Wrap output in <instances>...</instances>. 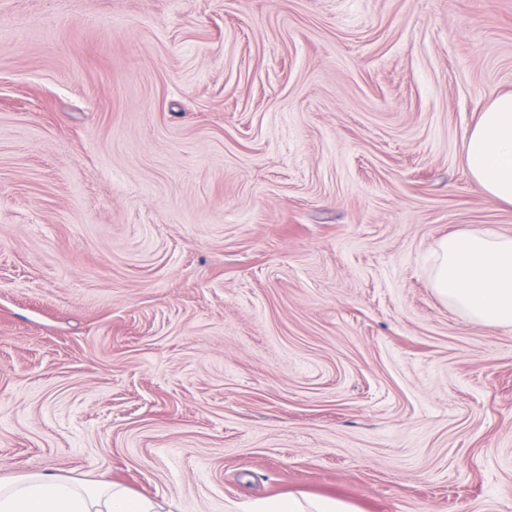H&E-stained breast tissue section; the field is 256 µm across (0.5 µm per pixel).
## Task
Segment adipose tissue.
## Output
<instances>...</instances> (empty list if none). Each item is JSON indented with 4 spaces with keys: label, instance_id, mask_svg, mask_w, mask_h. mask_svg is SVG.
Instances as JSON below:
<instances>
[{
    "label": "adipose tissue",
    "instance_id": "obj_1",
    "mask_svg": "<svg viewBox=\"0 0 512 512\" xmlns=\"http://www.w3.org/2000/svg\"><path fill=\"white\" fill-rule=\"evenodd\" d=\"M469 177L495 202L512 205V92L482 110L463 143ZM430 270L437 298L468 320L512 334V236L491 229L441 237ZM0 512H160L116 483L89 488L52 472L0 478ZM247 512H358L344 500L288 494Z\"/></svg>",
    "mask_w": 512,
    "mask_h": 512
}]
</instances>
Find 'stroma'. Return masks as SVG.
Masks as SVG:
<instances>
[{"label":"stroma","mask_w":512,"mask_h":512,"mask_svg":"<svg viewBox=\"0 0 512 512\" xmlns=\"http://www.w3.org/2000/svg\"><path fill=\"white\" fill-rule=\"evenodd\" d=\"M512 0H0V477L161 512H512V335L435 243ZM351 503L333 498L300 496L293 493L258 501L245 512H358Z\"/></svg>","instance_id":"1"}]
</instances>
